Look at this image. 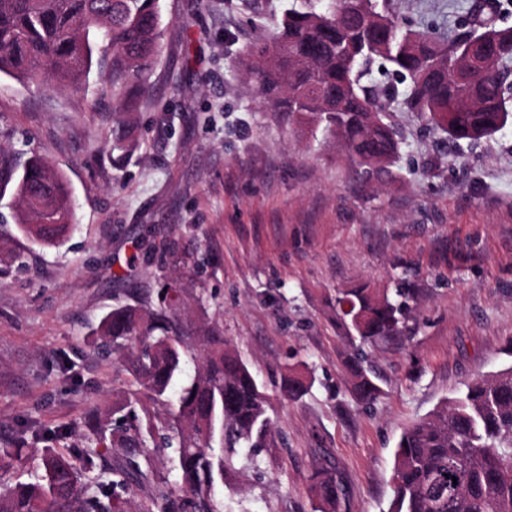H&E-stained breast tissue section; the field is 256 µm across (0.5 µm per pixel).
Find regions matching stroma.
<instances>
[{"instance_id":"obj_1","label":"stroma","mask_w":512,"mask_h":512,"mask_svg":"<svg viewBox=\"0 0 512 512\" xmlns=\"http://www.w3.org/2000/svg\"><path fill=\"white\" fill-rule=\"evenodd\" d=\"M477 0H394L401 31L450 39ZM303 0H158L161 52L149 94L115 107L98 70L80 88L0 76V148L36 152L64 172L72 234L31 244L0 198V440L43 448L85 443V420L110 409L129 379L121 354L93 346L101 318L156 289L154 267L126 276L135 243L176 238L166 272L186 285L182 318L214 324L257 375L275 447L238 449L219 512H312L306 476L334 457L349 512H387L393 452L404 428L479 375L512 365V121L477 145L449 142L425 117L391 106L400 151L366 174L335 139L291 123L257 97L249 46ZM130 149L112 147L116 120ZM30 251L27 270L10 254ZM405 280L418 291L405 347L369 361L382 395L358 405L350 351L336 325L339 292ZM303 361L313 384L293 401L281 385ZM172 449L128 507L175 487Z\"/></svg>"}]
</instances>
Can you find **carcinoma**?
<instances>
[{
    "label": "carcinoma",
    "mask_w": 512,
    "mask_h": 512,
    "mask_svg": "<svg viewBox=\"0 0 512 512\" xmlns=\"http://www.w3.org/2000/svg\"><path fill=\"white\" fill-rule=\"evenodd\" d=\"M346 0L316 9L289 11L267 42L277 70L256 71V92L301 126L341 140L365 166L395 161L398 134L386 104L429 117L456 141L488 138L512 116V28L489 20L481 31L451 41L403 33L387 9L377 11L380 29L344 12ZM99 35L110 57L104 92L133 101L147 92V72L161 51L157 0H0V75L37 82L46 76L78 85L91 70ZM383 60L408 82L400 93L363 82ZM13 189L19 231L54 245L73 231L74 203L64 173L33 155L20 164L0 148V197ZM178 250L136 249L127 269L154 265ZM157 301L118 304L100 320L96 348L109 357L123 352L129 365L126 388L116 392L112 413L85 422L87 450L45 448L26 481L3 483L24 456L20 442L0 444V512H124L120 492L151 480V453L172 448L176 496L165 492L160 512H217L215 489L233 469L237 448H269L275 434L267 398L254 373L217 330L182 321L183 285L158 276ZM416 289L403 285L383 293L364 285L336 295L338 323L352 344L346 369L354 399L372 405L381 388L364 348L404 343ZM199 347L200 367L176 402L169 391L182 372L183 356ZM312 379L295 366L283 391L302 398ZM120 454L112 479L95 475L98 462ZM457 481H452V478ZM312 512H347L345 481L331 462L308 475ZM388 512H512V366L480 376L425 418L403 430L393 467Z\"/></svg>",
    "instance_id": "cac0c4a2"
}]
</instances>
